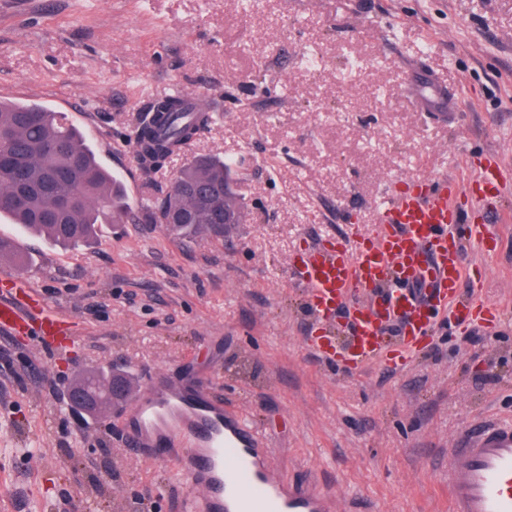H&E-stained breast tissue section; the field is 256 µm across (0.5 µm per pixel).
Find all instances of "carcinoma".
<instances>
[{"label": "carcinoma", "mask_w": 512, "mask_h": 512, "mask_svg": "<svg viewBox=\"0 0 512 512\" xmlns=\"http://www.w3.org/2000/svg\"><path fill=\"white\" fill-rule=\"evenodd\" d=\"M154 116L134 133L142 156L160 167L172 154L210 123L211 116L197 101L166 97L152 106ZM0 153L12 158V168L0 167V218L47 236L63 245L91 243L98 225L118 217L139 218L128 207L118 179L101 166L84 133L63 112L37 103L0 101ZM235 179L233 164L214 156H197L177 173L161 200L144 208L153 223L170 222L174 231L200 239H224V218L214 219L224 206L246 219L245 207L235 193L224 194V184ZM24 191L21 207L11 204ZM126 382L120 374L107 379L97 372L81 376L75 385L96 390L94 405L125 401L112 381Z\"/></svg>", "instance_id": "carcinoma-1"}]
</instances>
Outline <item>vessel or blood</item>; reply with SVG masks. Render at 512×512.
<instances>
[{
	"label": "vessel or blood",
	"instance_id": "b4317fda",
	"mask_svg": "<svg viewBox=\"0 0 512 512\" xmlns=\"http://www.w3.org/2000/svg\"><path fill=\"white\" fill-rule=\"evenodd\" d=\"M412 98L443 104L446 89L432 74L411 89ZM504 180L487 156L471 182L476 210L466 211L450 180L412 182L377 207L374 233L355 245H308L289 268L319 331L322 355L364 370L406 368L434 335L435 320L448 316L457 333L492 331L502 316L476 292L485 271L465 261L466 245L488 253L497 234L482 209L496 205ZM351 316L349 334L338 340L336 317ZM70 321L13 275L0 278V332L33 336L43 345L74 342ZM128 447L151 461L175 459L194 489L184 512H362L356 498L283 481L271 463L261 431L239 411L202 387L155 374L121 417ZM449 512H512V421L472 426L448 451Z\"/></svg>",
	"mask_w": 512,
	"mask_h": 512
}]
</instances>
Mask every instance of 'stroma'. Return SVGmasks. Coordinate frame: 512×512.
Listing matches in <instances>:
<instances>
[{
	"mask_svg": "<svg viewBox=\"0 0 512 512\" xmlns=\"http://www.w3.org/2000/svg\"><path fill=\"white\" fill-rule=\"evenodd\" d=\"M318 68H310L307 55ZM456 96L455 121L409 106L418 68ZM217 116L159 170L132 131L171 88ZM0 100L37 102L80 128L123 181L131 208L157 201L193 156L239 160L247 212L222 240L143 220L101 225L96 243L32 241L34 286L78 336L44 351L0 332V512H180L174 463L126 448L123 406L67 408L87 371L151 373L210 388L265 436L284 480L319 477L372 512H448V450L472 424L512 418V0H0ZM507 173L490 221L499 242L468 261L505 326L465 342L445 322L403 370L329 363L291 253L371 233L387 192L448 177L460 195L484 157Z\"/></svg>",
	"mask_w": 512,
	"mask_h": 512,
	"instance_id": "1",
	"label": "stroma"
}]
</instances>
